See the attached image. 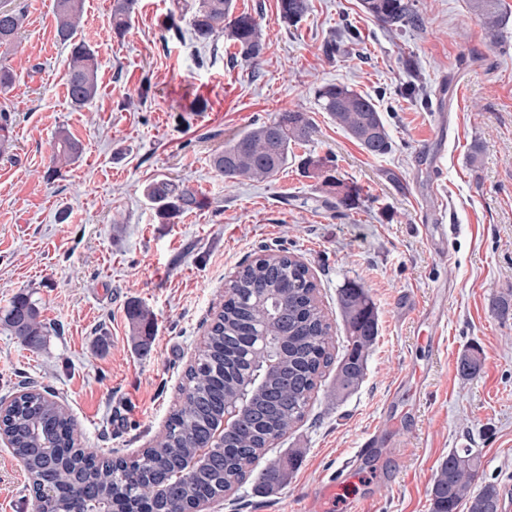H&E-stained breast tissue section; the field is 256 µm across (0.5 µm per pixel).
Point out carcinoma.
I'll use <instances>...</instances> for the list:
<instances>
[{"mask_svg":"<svg viewBox=\"0 0 512 512\" xmlns=\"http://www.w3.org/2000/svg\"><path fill=\"white\" fill-rule=\"evenodd\" d=\"M137 0H113L112 28L120 33L129 25ZM84 0H54L56 35L71 45L67 90L71 102L83 106L98 94L99 63L96 51L76 40ZM366 13L383 27L398 30L420 22L417 0H361ZM470 11L488 28L503 23L501 0H468ZM181 9L192 14L196 41L210 43L225 36L238 54L251 63L264 49L260 22L252 14L233 15L232 0H182ZM280 20L300 22L309 11L308 0H278ZM24 13L0 9V47L15 46L24 25ZM322 111L367 152L383 155L391 141L374 99L344 84H326L315 90ZM313 126L308 113L285 110L224 145L213 159L216 172L227 181L269 179L288 165L293 147L308 140ZM80 151L78 142L59 132L51 162L68 164ZM308 175L336 189V205L355 207L359 189L325 174L320 161L302 160ZM158 213L171 218L196 203L195 194L183 181L160 179L146 188ZM317 285L308 267L288 254H263L242 266L229 281L227 299L209 330L206 346L198 351L187 370L183 399L170 416L167 431L157 444L132 460L118 462L88 451L74 437L71 418L56 401L36 389L16 396L3 419V433L15 457L34 483L64 487L67 498L55 505L39 496L32 512H70L71 502L82 499L93 512L111 496L124 501L131 512L149 499L153 488L165 487L164 499L154 498L158 509L178 507L191 499L218 500L240 484L268 452L270 444L283 437L304 417L324 369L331 362V326L320 307ZM338 299L347 326L349 345L336 373V397H343L363 381L369 352L379 333L378 318L366 290L356 282L339 290ZM1 324L30 347L40 346L47 326L28 295L14 297ZM266 336V349L249 351L246 336ZM276 365L262 388L250 393V408L240 430L224 438L227 451L206 467L180 470L184 457L205 443L207 428L220 401L238 399L248 378L265 361ZM481 368L477 354H465L458 372L468 378ZM49 442L61 456L60 466L48 469L33 452ZM290 457L288 467L296 465ZM286 467V468H288ZM480 456L470 448L453 450L443 459L431 489L433 512H457L461 503L468 512H499V489L493 483L476 487ZM272 463L258 476L269 487L282 485L287 471Z\"/></svg>","mask_w":512,"mask_h":512,"instance_id":"carcinoma-1","label":"carcinoma"}]
</instances>
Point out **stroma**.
I'll return each mask as SVG.
<instances>
[{"label":"stroma","instance_id":"1","mask_svg":"<svg viewBox=\"0 0 512 512\" xmlns=\"http://www.w3.org/2000/svg\"><path fill=\"white\" fill-rule=\"evenodd\" d=\"M113 0H85L78 39L94 47L99 93L82 107L66 90L69 49L55 31L53 0H0L26 14L20 45L0 56L15 81L0 92L11 145L0 151V316L27 292L49 332L39 349L0 329V400L24 384L62 404L91 451L128 458L164 432L186 369L224 302V284L263 251L306 263L341 360L348 332L338 291L366 289L379 335L357 389L337 397L336 369L320 379L304 419L267 460L299 462L265 494L244 483L203 512H301L372 430L405 432L401 446L360 459L358 475L324 512H432L431 487L449 451L481 456L479 476L512 499V0L488 31L467 0H419L423 22L383 28L360 0H309L297 24L278 0H234L263 26L259 64L226 40H194L177 0H138L123 34ZM343 83L379 104L392 147L366 152L321 112L317 87ZM446 128L433 126L436 109ZM284 110L310 116L309 142L275 180L228 182L213 167L226 142ZM82 147L59 173L58 132ZM332 157L335 175L360 189L340 212L302 158ZM180 179L195 208L162 218L148 184ZM443 203L449 260L432 251L423 201ZM448 288L438 349L419 341L417 307ZM153 319L133 331L131 305ZM482 366L460 376L462 355ZM24 469L0 440V512H31Z\"/></svg>","mask_w":512,"mask_h":512}]
</instances>
